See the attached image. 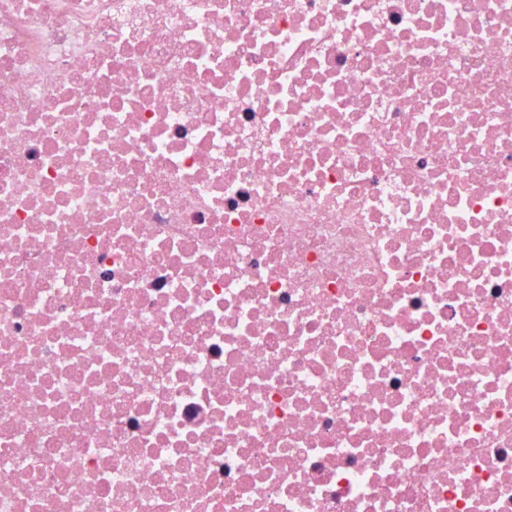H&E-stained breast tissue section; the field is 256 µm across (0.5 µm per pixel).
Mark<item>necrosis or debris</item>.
Segmentation results:
<instances>
[{
	"label": "necrosis or debris",
	"mask_w": 512,
	"mask_h": 512,
	"mask_svg": "<svg viewBox=\"0 0 512 512\" xmlns=\"http://www.w3.org/2000/svg\"><path fill=\"white\" fill-rule=\"evenodd\" d=\"M0 512H512V0H0Z\"/></svg>",
	"instance_id": "1"
}]
</instances>
